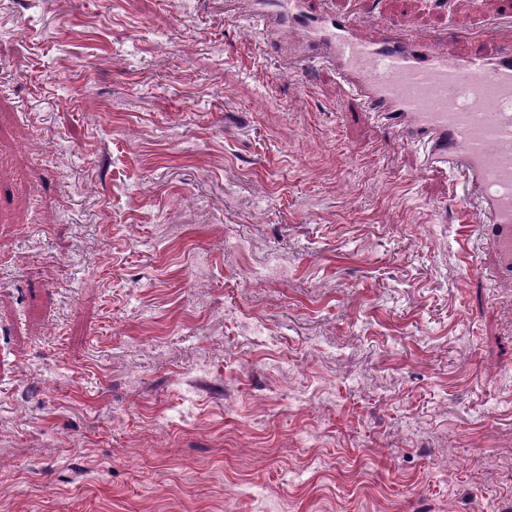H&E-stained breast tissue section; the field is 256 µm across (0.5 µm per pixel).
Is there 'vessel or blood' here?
Wrapping results in <instances>:
<instances>
[{
  "label": "vessel or blood",
  "instance_id": "1",
  "mask_svg": "<svg viewBox=\"0 0 512 512\" xmlns=\"http://www.w3.org/2000/svg\"><path fill=\"white\" fill-rule=\"evenodd\" d=\"M257 20L305 32L308 50L337 62L384 130L427 143L464 175L478 200L466 235L483 238L497 276L512 279V39L460 54L405 22L336 16L327 0H266Z\"/></svg>",
  "mask_w": 512,
  "mask_h": 512
}]
</instances>
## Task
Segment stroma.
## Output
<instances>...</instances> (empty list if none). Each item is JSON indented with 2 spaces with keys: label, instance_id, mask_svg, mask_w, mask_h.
Masks as SVG:
<instances>
[{
  "label": "stroma",
  "instance_id": "obj_1",
  "mask_svg": "<svg viewBox=\"0 0 512 512\" xmlns=\"http://www.w3.org/2000/svg\"><path fill=\"white\" fill-rule=\"evenodd\" d=\"M504 3L333 0L461 52ZM253 9L0 0V512H512V281Z\"/></svg>",
  "mask_w": 512,
  "mask_h": 512
}]
</instances>
